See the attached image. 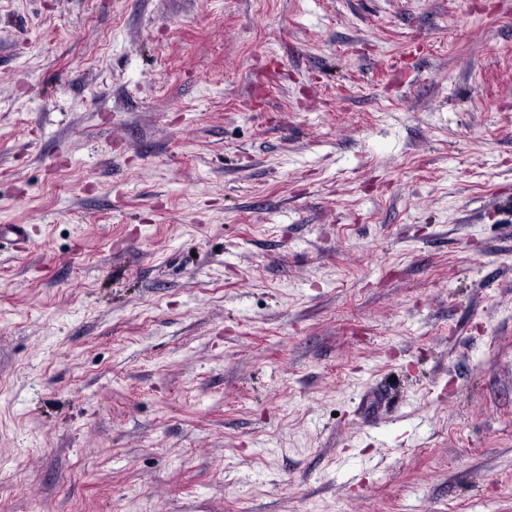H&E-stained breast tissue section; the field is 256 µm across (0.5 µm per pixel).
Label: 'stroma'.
Here are the masks:
<instances>
[{"mask_svg":"<svg viewBox=\"0 0 512 512\" xmlns=\"http://www.w3.org/2000/svg\"><path fill=\"white\" fill-rule=\"evenodd\" d=\"M0 512H512V0H0Z\"/></svg>","mask_w":512,"mask_h":512,"instance_id":"stroma-1","label":"stroma"}]
</instances>
